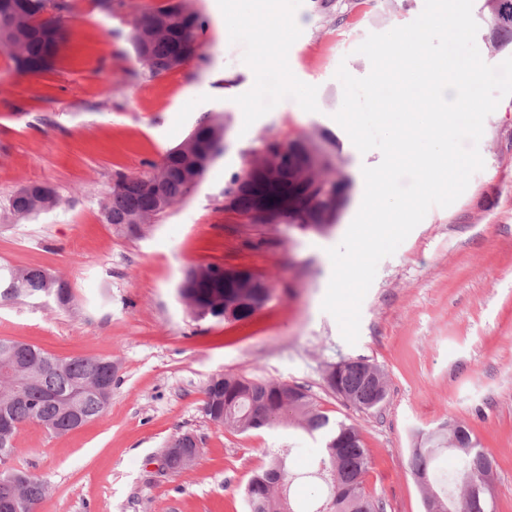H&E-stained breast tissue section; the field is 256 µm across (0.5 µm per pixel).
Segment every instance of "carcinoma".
Masks as SVG:
<instances>
[{"label":"carcinoma","mask_w":512,"mask_h":512,"mask_svg":"<svg viewBox=\"0 0 512 512\" xmlns=\"http://www.w3.org/2000/svg\"><path fill=\"white\" fill-rule=\"evenodd\" d=\"M376 0H311L315 11L336 26L348 23L363 4ZM70 0H0V48L8 51L21 73L51 70L65 42V21ZM480 17L485 38L497 49H512V0H483ZM201 16L193 0H163L136 7L131 34L133 49L142 64L144 81L159 79L198 57ZM227 124L216 116L198 125L162 160L139 176L119 173L102 209L104 223L137 238L170 209L182 204L196 189L210 166L224 151ZM267 150L257 164L244 161L241 170L224 186V212L248 224H335L348 201L349 183L335 158L311 139H281L267 133L258 138ZM59 204L54 189L31 183L10 198L3 221L26 218ZM267 281L248 271L224 275L213 264L189 269L179 294L194 319L217 322L251 317L269 299ZM15 301L53 303L68 309L73 303L70 284L41 268L0 265V306ZM0 456L12 453L21 428L37 422L56 435L69 432L81 417L100 416L112 400V379L117 365L93 356L57 357L35 345L0 337ZM331 390L360 410H372L387 397L384 374L368 379L346 365L329 384ZM203 412L214 423L248 432L271 427L294 415L308 433L320 434L325 452L311 477L326 483L330 496L312 512H378L380 506L363 489L368 469L367 449L359 430L333 421L303 388L268 380L257 382L234 374L213 377L206 389ZM432 448H414L409 465L414 472H429ZM199 453L190 434L168 446L166 467L180 470ZM484 453L474 450L462 457L460 474L479 479ZM297 475L287 457L274 454L269 466L254 475L245 490L248 512H282L278 487L293 485ZM44 482L27 472L6 467L0 471V512H30L44 497ZM479 498L466 493L458 509L474 512L486 507L489 489L479 487Z\"/></svg>","instance_id":"1"}]
</instances>
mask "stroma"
I'll use <instances>...</instances> for the list:
<instances>
[{"label": "stroma", "mask_w": 512, "mask_h": 512, "mask_svg": "<svg viewBox=\"0 0 512 512\" xmlns=\"http://www.w3.org/2000/svg\"><path fill=\"white\" fill-rule=\"evenodd\" d=\"M107 13L72 0L64 57L43 74L17 72L0 50V204L21 187H52L53 210L0 223V264L40 267L69 281L70 310L19 301L0 307V337L60 357L99 356L118 365L102 415L64 435L26 424L10 464L48 486L35 512H247L244 491L270 454L289 452L306 473L324 442L293 424L240 433L202 411L212 376L232 373L302 387L331 419L354 424L369 455L365 493L383 512H424L408 457L436 429L466 426L495 461L493 512H512V96L484 122L481 171L449 207L431 208L383 258L361 306L356 344L343 339L322 301L329 248L343 239L364 194L360 153L335 121L338 67L369 74L357 51L368 34L411 23L425 0H378L337 27L310 0H249L277 15L288 36L259 43L225 28L220 4L195 0L205 31L201 56L152 82L129 42L135 8ZM282 62L285 96L261 93V61ZM224 114V154L182 205L139 238L102 220L115 173L139 175L201 121ZM310 137L332 152L350 183L335 226L243 224L226 219L221 193L259 134ZM217 264L270 283L266 305L239 322L197 321L178 288L187 270ZM380 367L387 398L365 411L327 385L336 363ZM193 435L194 465L162 472L177 436Z\"/></svg>", "instance_id": "stroma-1"}]
</instances>
